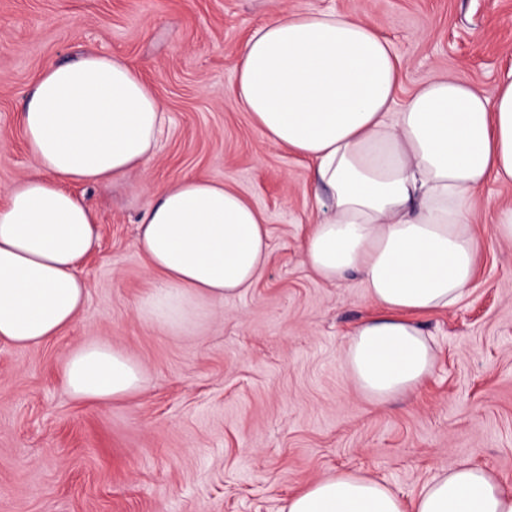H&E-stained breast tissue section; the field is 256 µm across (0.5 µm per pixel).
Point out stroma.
Listing matches in <instances>:
<instances>
[{
    "instance_id": "obj_1",
    "label": "stroma",
    "mask_w": 512,
    "mask_h": 512,
    "mask_svg": "<svg viewBox=\"0 0 512 512\" xmlns=\"http://www.w3.org/2000/svg\"><path fill=\"white\" fill-rule=\"evenodd\" d=\"M306 10L377 24L403 100L441 73L489 92L512 69V0H0V197L34 170L19 115L47 65L123 56L165 107L148 171L85 190L99 244L79 266L75 322L39 346L0 343V512H281L339 469L406 500L461 463L512 484V243L494 235L512 184L488 181L472 204L483 250L469 293L420 319L432 375L390 403L364 397L342 352L375 307L359 278L330 284L304 263L318 215L308 166L230 94L249 35ZM186 176L246 195L270 255L243 295L175 336L137 314L155 280L135 240L153 190ZM93 338L142 365L140 391L107 406L66 392L60 360Z\"/></svg>"
}]
</instances>
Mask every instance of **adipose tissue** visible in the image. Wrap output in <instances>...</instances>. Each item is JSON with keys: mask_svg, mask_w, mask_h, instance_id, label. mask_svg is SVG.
Segmentation results:
<instances>
[{"mask_svg": "<svg viewBox=\"0 0 512 512\" xmlns=\"http://www.w3.org/2000/svg\"><path fill=\"white\" fill-rule=\"evenodd\" d=\"M400 62L371 21L354 13L292 12L256 29L232 93L275 146L309 163L320 216L303 241L305 263L325 282L360 278L378 317L360 323L343 351L356 387L386 403L418 387L438 353L416 322L469 291L480 243L469 204L488 179L512 182V79L485 92L433 77L398 103ZM164 107L118 55L90 53L48 66L20 122L33 174L0 204V342L40 345L83 308L80 262L96 247L92 203L79 185L146 171ZM137 249L157 278L137 310L172 332L205 322L265 268L269 231L252 202L223 182L185 177L152 194ZM76 400L108 404L136 393L141 366L110 340L61 360ZM283 512H512V487L462 464L411 501L345 470L305 485Z\"/></svg>", "mask_w": 512, "mask_h": 512, "instance_id": "ef3b65f1", "label": "adipose tissue"}]
</instances>
